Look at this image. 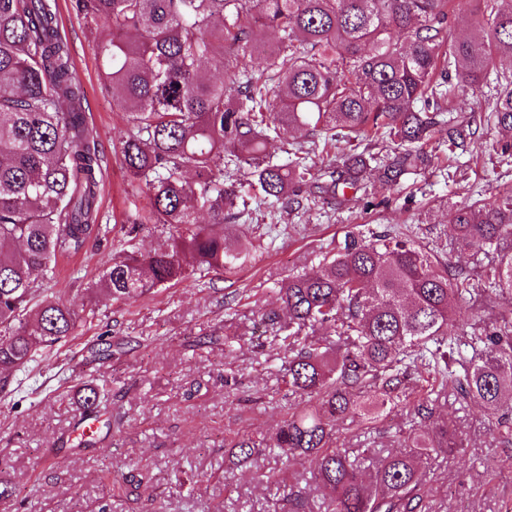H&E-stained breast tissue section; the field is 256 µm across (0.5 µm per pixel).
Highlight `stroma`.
I'll return each instance as SVG.
<instances>
[{
	"label": "stroma",
	"mask_w": 512,
	"mask_h": 512,
	"mask_svg": "<svg viewBox=\"0 0 512 512\" xmlns=\"http://www.w3.org/2000/svg\"><path fill=\"white\" fill-rule=\"evenodd\" d=\"M56 3L101 157V232L78 254L58 258L41 289L75 311L73 337L0 390V489L8 488L18 512H329L315 460L289 467L267 447L242 463L233 453L239 440H268L302 406L300 397L282 396V341L261 315L284 313L282 280L317 264L349 231L419 238L478 279L493 254L481 245L449 254V220L475 193L489 198L512 188V165L495 152L505 133L483 126L469 151L408 175L398 188L371 175L334 196L324 178L303 186L294 212L248 204L224 226L225 240L248 255L236 269L197 268L187 280L112 301L101 278L113 259L131 243L144 255L167 248L176 229L146 222L148 192L122 166L128 115L103 82L95 48L108 30L87 24L72 0ZM136 220L131 242L125 231ZM104 335L112 338L111 359L89 362L88 347ZM90 383L108 390L109 407L99 414V436L80 444L71 434ZM436 414L455 426L463 446L426 464L429 512H512V445L502 444L496 420L454 397ZM409 432L400 409L371 434L364 416L351 412L334 439L360 457L397 447Z\"/></svg>",
	"instance_id": "35a3bbf8"
}]
</instances>
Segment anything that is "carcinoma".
Here are the masks:
<instances>
[{
	"mask_svg": "<svg viewBox=\"0 0 512 512\" xmlns=\"http://www.w3.org/2000/svg\"><path fill=\"white\" fill-rule=\"evenodd\" d=\"M450 0H74L76 12L110 30L96 45L108 90L129 113L122 164L145 183L151 219L178 237L148 255H126L103 274L113 300H129L185 280L187 259L208 268L237 266L242 251L213 223L237 218L251 194L293 210L301 185L317 180L298 145L285 163L267 160L268 142L297 127L324 133L322 150L340 143L334 190L354 188L370 163L397 186L427 168L443 145L467 149L475 127L512 132V0H475L473 30L448 31ZM278 34L268 65L247 68ZM224 71L216 79L207 67ZM483 92L485 106L448 116L454 87ZM393 144L381 162L358 151L364 141ZM249 168L241 178L225 162ZM100 157L87 123L84 91L52 0H0V373L33 361L69 338L74 311L44 299L39 285L58 257L79 252L95 224ZM453 247H488L497 260L483 288L420 244L376 232L348 236L318 269L288 278L280 295L288 325L284 392L309 402L276 432L270 447L290 464L317 460L332 512H425L421 460L448 448L452 429L434 419L451 394L478 403L512 445V310L478 335L461 337L474 299H512V191L454 210ZM319 326L340 345L301 336ZM424 363L439 376L428 389L410 382ZM107 397L87 388L90 413ZM399 408L428 424L402 449L359 460L336 447L332 431L351 410L374 422Z\"/></svg>",
	"mask_w": 512,
	"mask_h": 512,
	"instance_id": "cac0c4a2",
	"label": "carcinoma"
}]
</instances>
